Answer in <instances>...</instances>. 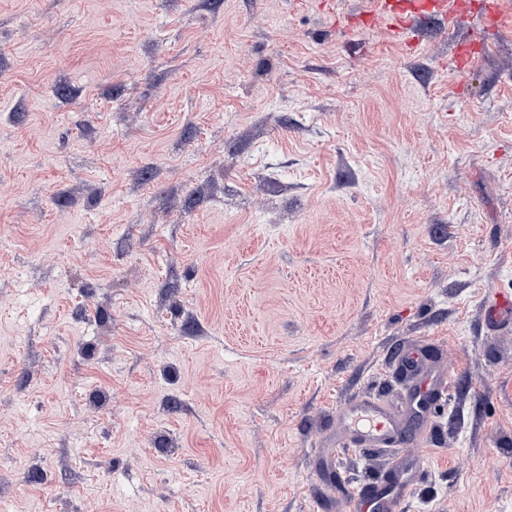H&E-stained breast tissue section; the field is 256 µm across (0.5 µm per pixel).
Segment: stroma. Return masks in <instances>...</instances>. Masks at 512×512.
<instances>
[{
  "mask_svg": "<svg viewBox=\"0 0 512 512\" xmlns=\"http://www.w3.org/2000/svg\"><path fill=\"white\" fill-rule=\"evenodd\" d=\"M318 2L0 0V512H346L414 340L401 512H512V0L462 73L474 20ZM484 323L491 331L508 328L512 323V294L494 293L483 307ZM398 370L416 380L410 401L418 400L420 414L423 416L429 404L443 401L447 396L452 375L448 372H434L429 367V356L425 345L415 344L405 349L398 357ZM398 412L387 402L358 395L343 404L336 414L338 430L332 435L328 449L320 457H336V448L352 445L369 448L423 446L428 433L403 436Z\"/></svg>",
  "mask_w": 512,
  "mask_h": 512,
  "instance_id": "1",
  "label": "stroma"
}]
</instances>
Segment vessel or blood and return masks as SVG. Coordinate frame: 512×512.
I'll list each match as a JSON object with an SVG mask.
<instances>
[{"instance_id":"vessel-or-blood-1","label":"vessel or blood","mask_w":512,"mask_h":512,"mask_svg":"<svg viewBox=\"0 0 512 512\" xmlns=\"http://www.w3.org/2000/svg\"><path fill=\"white\" fill-rule=\"evenodd\" d=\"M381 14L387 19V28L393 36H401L411 29L422 14L447 16L449 0H381ZM483 319L489 330L512 326V294L496 293L488 297L483 307ZM398 370L415 381L412 395L420 409L443 400L452 377L434 372L429 356L421 344L405 349L398 357ZM398 412L387 402L358 395L343 404L336 414L337 431L332 435L327 456L337 449L352 445L369 448L410 447L425 444L428 433L419 431L403 436ZM420 470L419 461H411L402 468L391 470L384 485L374 489L360 488L347 499L348 512H400L402 503L411 493Z\"/></svg>"}]
</instances>
